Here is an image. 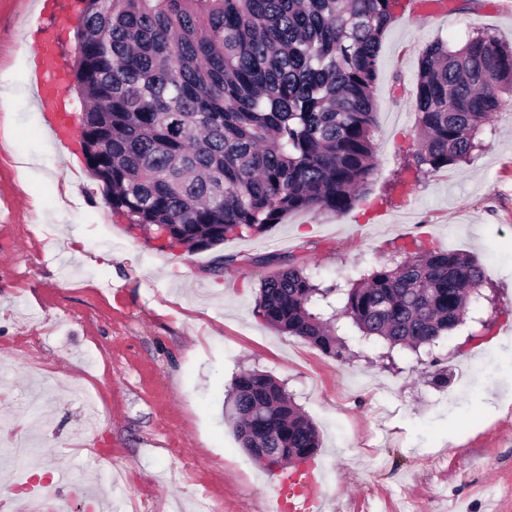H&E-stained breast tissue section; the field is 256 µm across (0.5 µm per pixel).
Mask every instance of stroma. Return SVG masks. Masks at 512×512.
<instances>
[{
    "instance_id": "35a3bbf8",
    "label": "stroma",
    "mask_w": 512,
    "mask_h": 512,
    "mask_svg": "<svg viewBox=\"0 0 512 512\" xmlns=\"http://www.w3.org/2000/svg\"><path fill=\"white\" fill-rule=\"evenodd\" d=\"M498 0L398 9L383 37L377 171L340 215L297 212L199 252L161 249L113 214L81 151L57 146L19 61L48 15L75 0H0V502L24 506L18 466L91 489L72 512H258L280 484L236 442L225 398L240 372L271 374L317 426L328 512H512V114L459 166L399 180L417 135L419 55L488 30L512 40ZM40 159L21 169L18 158ZM418 239L484 268L480 343L459 333L433 367L396 354L347 362L253 313L288 264L331 283L392 264Z\"/></svg>"
}]
</instances>
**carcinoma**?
Segmentation results:
<instances>
[{
	"label": "carcinoma",
	"mask_w": 512,
	"mask_h": 512,
	"mask_svg": "<svg viewBox=\"0 0 512 512\" xmlns=\"http://www.w3.org/2000/svg\"><path fill=\"white\" fill-rule=\"evenodd\" d=\"M72 82L84 153L117 213L168 225L192 250L264 233L295 212L350 210L374 174L384 32L401 0H82ZM415 176L466 161L512 112V43L481 31L421 54ZM344 286L291 264L261 282L254 315L342 360L347 337L433 356L485 282L466 254L416 246ZM237 441L258 460L315 454L319 433L269 374L229 394Z\"/></svg>",
	"instance_id": "carcinoma-1"
}]
</instances>
